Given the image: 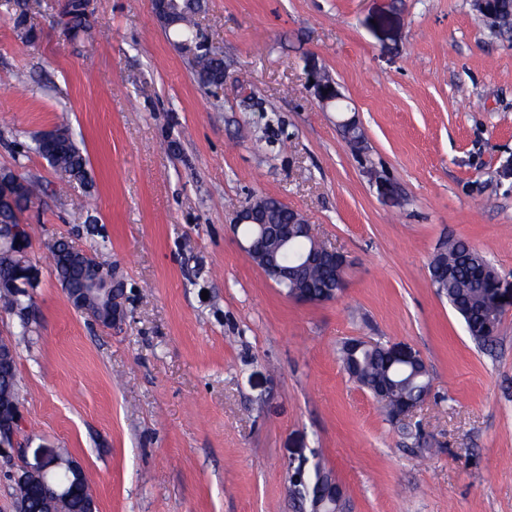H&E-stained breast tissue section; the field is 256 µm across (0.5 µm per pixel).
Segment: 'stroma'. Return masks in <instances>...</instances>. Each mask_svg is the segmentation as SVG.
I'll return each instance as SVG.
<instances>
[{
  "instance_id": "obj_1",
  "label": "stroma",
  "mask_w": 512,
  "mask_h": 512,
  "mask_svg": "<svg viewBox=\"0 0 512 512\" xmlns=\"http://www.w3.org/2000/svg\"><path fill=\"white\" fill-rule=\"evenodd\" d=\"M32 0L23 42L0 13V170L49 184L33 137L66 116L88 160L70 198L22 221L38 277L16 346L21 457L0 456V512L20 459L68 449L97 512H305L296 468L318 461L350 512H512V306L476 343L437 295L440 243L468 242L512 283V36L472 0H206L227 67L202 88L152 0ZM365 132L357 156L310 65ZM284 201L350 267L336 299L287 297L238 244L237 210ZM98 254L125 317L68 302L52 241ZM362 338L419 353L433 376L409 424L349 379ZM308 82L309 88L313 90L315 98L323 107L331 106L336 110V102L343 101L335 81L321 69L312 68L308 75ZM323 91H327V94H323Z\"/></svg>"
}]
</instances>
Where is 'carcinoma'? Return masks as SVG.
I'll use <instances>...</instances> for the list:
<instances>
[{"mask_svg":"<svg viewBox=\"0 0 512 512\" xmlns=\"http://www.w3.org/2000/svg\"><path fill=\"white\" fill-rule=\"evenodd\" d=\"M0 7L14 12V26L19 30L22 39L30 42L36 38V33L27 27V12L25 0H0ZM497 11V29H512V0H495ZM66 30L75 38L92 35V26L87 14H75L64 21ZM196 17L188 12L180 16L179 24L169 29L176 41L192 40L196 36ZM198 83L206 87L224 76V57L216 52H204L196 55L191 61ZM57 130L67 134L65 146L56 156L47 155V147L40 138L34 139L32 150L46 159L60 179L68 183L88 180L87 159L73 139L69 127L60 125ZM3 182L12 184L15 180L23 184L14 188L16 195L15 206L0 208V224H18L20 215L33 204L37 198L39 185L13 171L0 174ZM261 204L267 206V221L270 228L277 229L288 225V230L299 228L292 223V216L281 209L278 200L272 197L261 198ZM321 243L309 239H298L288 250L284 261L289 265L297 262L299 256L311 249H318ZM53 269L60 281H67L69 287L81 286L82 269L72 263L66 264L58 258V253L52 254ZM497 271L472 246L461 239L448 240L442 250L430 262V278L436 293L448 300V303L463 319L471 338L485 344L493 341L489 326L500 321V314L490 309L485 300L486 283L497 277ZM278 286L291 291L298 288L314 297H319L336 287L332 277L331 265L319 263L304 268L288 278V284L278 283ZM339 359L347 375L360 386L371 393L384 387L390 393L391 406L398 407L410 400H417L430 391L429 372L426 365L413 367L402 361L392 359L387 348L379 343L364 345L357 339L345 341L339 350ZM16 372L4 375L0 369V405L9 409L18 402L16 392ZM328 474V469L318 464L309 486H299L295 490L297 497L308 500L313 489L317 487ZM42 477L31 475L26 481L18 484L16 492L26 504V512H87L85 501H93L90 488L85 493L76 494L70 498L62 497L55 502L44 501L41 487Z\"/></svg>","mask_w":512,"mask_h":512,"instance_id":"obj_1","label":"carcinoma"}]
</instances>
